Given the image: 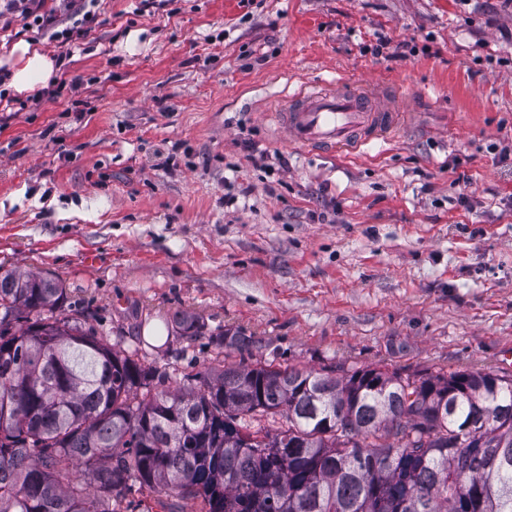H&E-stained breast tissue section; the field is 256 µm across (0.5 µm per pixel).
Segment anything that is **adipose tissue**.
<instances>
[{"instance_id": "1", "label": "adipose tissue", "mask_w": 512, "mask_h": 512, "mask_svg": "<svg viewBox=\"0 0 512 512\" xmlns=\"http://www.w3.org/2000/svg\"><path fill=\"white\" fill-rule=\"evenodd\" d=\"M10 70L9 86L19 95L38 92L54 82L59 66L53 55L42 44L18 41L4 60Z\"/></svg>"}]
</instances>
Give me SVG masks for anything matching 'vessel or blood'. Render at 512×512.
I'll list each match as a JSON object with an SVG mask.
<instances>
[{"label":"vessel or blood","instance_id":"b4317fda","mask_svg":"<svg viewBox=\"0 0 512 512\" xmlns=\"http://www.w3.org/2000/svg\"><path fill=\"white\" fill-rule=\"evenodd\" d=\"M278 118L291 142L337 149L369 142L390 130L395 114L389 102L364 97L353 83L340 79L321 91L295 92Z\"/></svg>","mask_w":512,"mask_h":512}]
</instances>
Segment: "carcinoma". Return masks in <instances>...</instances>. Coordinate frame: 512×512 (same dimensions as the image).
Wrapping results in <instances>:
<instances>
[{
  "instance_id": "cac0c4a2",
  "label": "carcinoma",
  "mask_w": 512,
  "mask_h": 512,
  "mask_svg": "<svg viewBox=\"0 0 512 512\" xmlns=\"http://www.w3.org/2000/svg\"><path fill=\"white\" fill-rule=\"evenodd\" d=\"M65 298L0 269V512H137L136 483L168 512H512V375L229 363L225 333L171 389Z\"/></svg>"
}]
</instances>
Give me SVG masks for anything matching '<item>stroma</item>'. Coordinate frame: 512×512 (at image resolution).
<instances>
[{"instance_id":"1","label":"stroma","mask_w":512,"mask_h":512,"mask_svg":"<svg viewBox=\"0 0 512 512\" xmlns=\"http://www.w3.org/2000/svg\"><path fill=\"white\" fill-rule=\"evenodd\" d=\"M94 10L72 46L0 28V57L25 39L61 63L39 96L0 93V268L58 278L173 388L223 333L284 366L512 374V0ZM332 77L397 100L396 126L290 144L289 94Z\"/></svg>"}]
</instances>
